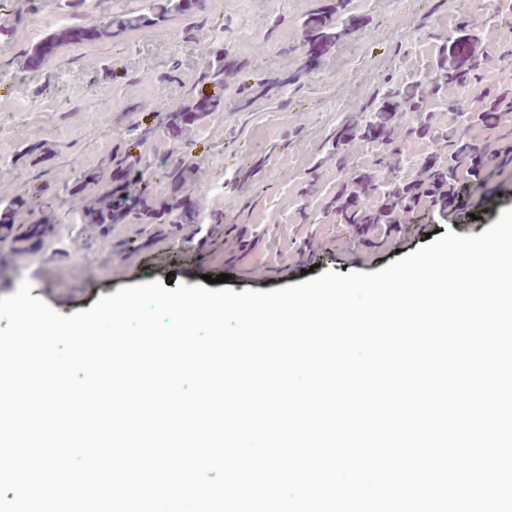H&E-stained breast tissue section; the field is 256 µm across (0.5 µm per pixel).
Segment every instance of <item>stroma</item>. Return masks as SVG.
I'll return each instance as SVG.
<instances>
[{"label": "stroma", "instance_id": "1", "mask_svg": "<svg viewBox=\"0 0 512 512\" xmlns=\"http://www.w3.org/2000/svg\"><path fill=\"white\" fill-rule=\"evenodd\" d=\"M324 0H204L197 15L128 31L101 43L62 47L53 64L23 65L28 31L61 13L59 0H12L1 16L15 20L0 42V201L26 197L43 184L66 212L33 252L0 256V297L13 294L18 272L31 271L32 296L69 316L125 286L172 279L189 286L203 275H228V289L272 291L327 270L379 271L446 232L478 235L512 208V112L493 129L472 126L470 137L489 153L491 179L471 186L469 211L414 224L370 246L350 241L328 209L342 185L330 139L340 125L368 110L386 81L406 85L429 74L444 39L461 21L473 24L485 60L483 88L512 89L501 53L512 47V0H352L358 24L315 62L300 84L253 99L238 109L233 88L224 109L187 125L176 137L161 129L144 103H181L197 83L202 44L240 62L239 80L282 79L306 60L301 22ZM152 63L165 82L145 79ZM419 117L400 116L394 145L404 158L397 175L414 178L434 145L413 131ZM156 157L176 152L182 182L146 174L154 202L200 205L206 246L191 244L194 225L174 214L144 224L129 215L109 231L81 221L80 207L62 192L72 161L97 169L113 150ZM150 265L141 275L140 261Z\"/></svg>", "mask_w": 512, "mask_h": 512}]
</instances>
